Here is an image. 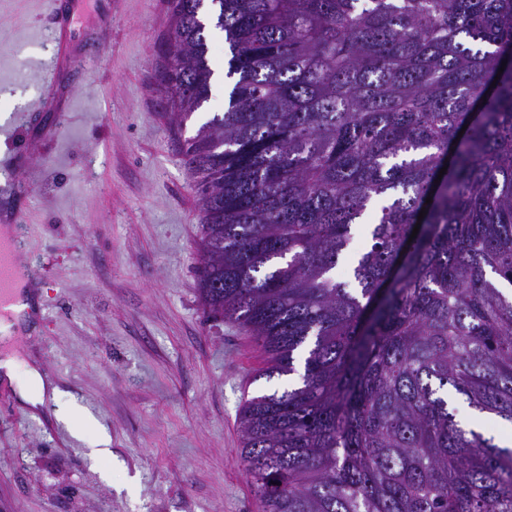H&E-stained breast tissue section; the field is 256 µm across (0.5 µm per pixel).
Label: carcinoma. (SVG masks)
Segmentation results:
<instances>
[{
	"label": "carcinoma",
	"mask_w": 512,
	"mask_h": 512,
	"mask_svg": "<svg viewBox=\"0 0 512 512\" xmlns=\"http://www.w3.org/2000/svg\"><path fill=\"white\" fill-rule=\"evenodd\" d=\"M206 1L233 87L184 148L199 291L300 377L242 407L261 512H512V446L448 406L512 424V0H169L184 119ZM367 244L366 226H357L354 230V240L347 253L339 260L336 268V276L340 281L349 279V267L356 255L363 251Z\"/></svg>",
	"instance_id": "cac0c4a2"
}]
</instances>
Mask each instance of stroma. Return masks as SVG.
Returning a JSON list of instances; mask_svg holds the SVG:
<instances>
[{"label":"stroma","mask_w":512,"mask_h":512,"mask_svg":"<svg viewBox=\"0 0 512 512\" xmlns=\"http://www.w3.org/2000/svg\"><path fill=\"white\" fill-rule=\"evenodd\" d=\"M55 2L0 0V217L23 213L40 296L35 331L11 343L60 392L33 418L0 383V512H260L240 411L279 383L259 378L251 335L203 304L183 153L224 109V37L208 43L209 100L180 122L167 0H81L46 108ZM64 404L91 425L59 420Z\"/></svg>","instance_id":"stroma-1"}]
</instances>
